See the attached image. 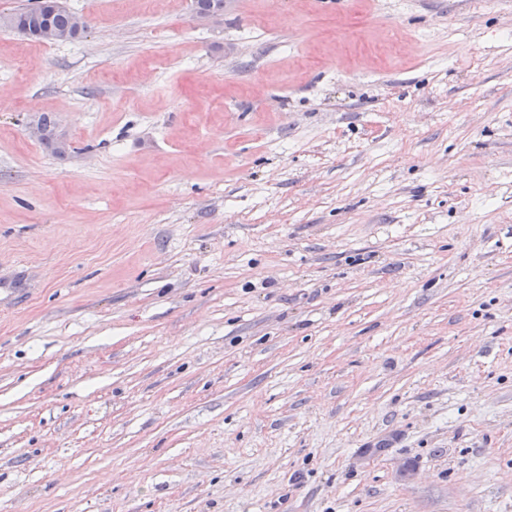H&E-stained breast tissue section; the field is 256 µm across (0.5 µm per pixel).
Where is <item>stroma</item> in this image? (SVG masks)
<instances>
[{"mask_svg":"<svg viewBox=\"0 0 512 512\" xmlns=\"http://www.w3.org/2000/svg\"><path fill=\"white\" fill-rule=\"evenodd\" d=\"M66 6L0 28V512H512V0ZM43 1L34 0L32 5L9 12L16 16L20 23L25 27L28 26V38L41 42H49L41 38V32L45 29H50L60 36L64 37L61 40L55 41H72L79 39L85 31L78 33L76 27L77 14L69 9L54 11L50 8L44 7Z\"/></svg>","mask_w":512,"mask_h":512,"instance_id":"obj_1","label":"stroma"}]
</instances>
